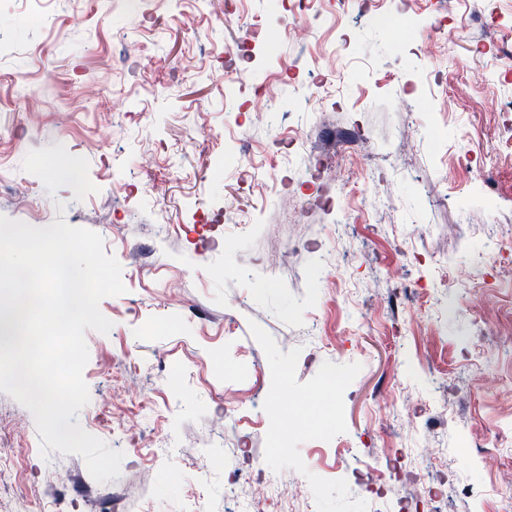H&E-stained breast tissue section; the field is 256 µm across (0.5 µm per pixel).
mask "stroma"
Wrapping results in <instances>:
<instances>
[{"mask_svg":"<svg viewBox=\"0 0 512 512\" xmlns=\"http://www.w3.org/2000/svg\"><path fill=\"white\" fill-rule=\"evenodd\" d=\"M396 3L376 0L378 25L324 0L300 40L288 8L240 0L263 26L244 65L229 0H50L42 21L0 0V165L17 180L0 215L97 232L127 288L99 304L110 332L85 333L78 415L123 452L119 477L42 456L33 415L0 392V512H239L299 471L298 503L257 512H398L409 492L429 512L441 471V512H496L512 260L486 252L512 236V156L496 153L512 0H415L457 32L425 57ZM263 93L269 123L252 115ZM317 151L336 178H312ZM321 195L333 212L295 220ZM203 452L235 457V477L200 471ZM369 465L391 474L381 495L349 477Z\"/></svg>","mask_w":512,"mask_h":512,"instance_id":"obj_1","label":"stroma"}]
</instances>
